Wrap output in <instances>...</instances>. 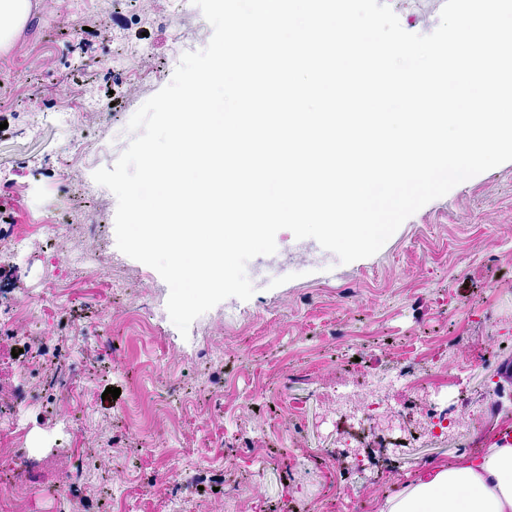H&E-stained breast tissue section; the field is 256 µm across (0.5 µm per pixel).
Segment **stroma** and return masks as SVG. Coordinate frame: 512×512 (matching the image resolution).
<instances>
[{
    "label": "stroma",
    "instance_id": "1",
    "mask_svg": "<svg viewBox=\"0 0 512 512\" xmlns=\"http://www.w3.org/2000/svg\"><path fill=\"white\" fill-rule=\"evenodd\" d=\"M402 28L429 34L444 0H387ZM167 0H43L0 65V229L42 224L68 210L103 233L33 239L18 269L0 274V300L33 302L58 273L71 299L52 316L33 313L0 327V413H19L49 463L34 498L77 512H371L424 465L489 447L512 422V352L487 355L491 333L512 331V161L454 187L409 217L375 255L340 263L317 241L287 230L274 254L246 266L255 293L231 297L196 318L188 335L171 322L169 287L116 245L117 200L92 201L73 188L95 168H113L128 146L136 110L172 78L141 84L100 68L117 37L163 56L169 33L151 20ZM69 85L90 87L110 114L86 130L111 142L96 166L72 163L69 138L44 118ZM92 255L87 273L68 257ZM123 282L103 293L104 278ZM421 349L422 370L454 358L465 401L458 432L413 447L374 445L368 427L326 413L337 381L359 380L369 364L396 370ZM78 373L88 388L73 413L56 390ZM120 389L119 398L105 394ZM478 414H469V406Z\"/></svg>",
    "mask_w": 512,
    "mask_h": 512
}]
</instances>
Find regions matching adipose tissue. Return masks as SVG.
<instances>
[{
	"label": "adipose tissue",
	"instance_id": "ef3b65f1",
	"mask_svg": "<svg viewBox=\"0 0 512 512\" xmlns=\"http://www.w3.org/2000/svg\"><path fill=\"white\" fill-rule=\"evenodd\" d=\"M40 7L41 0H0L1 62ZM374 512H512V425L490 447L424 466L395 493L375 499Z\"/></svg>",
	"mask_w": 512,
	"mask_h": 512
}]
</instances>
